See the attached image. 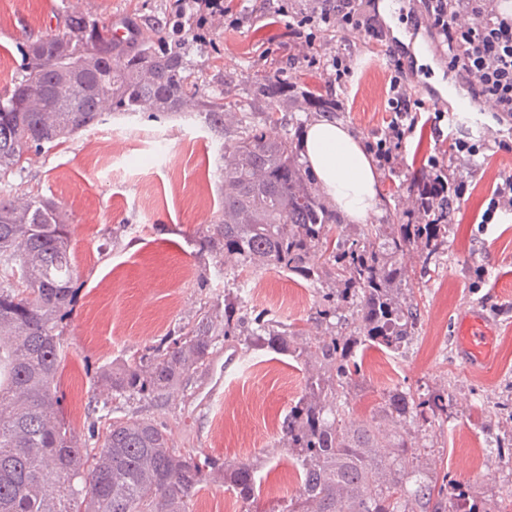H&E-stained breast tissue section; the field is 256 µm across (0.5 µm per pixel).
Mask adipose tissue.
I'll return each instance as SVG.
<instances>
[{
  "label": "adipose tissue",
  "instance_id": "adipose-tissue-1",
  "mask_svg": "<svg viewBox=\"0 0 512 512\" xmlns=\"http://www.w3.org/2000/svg\"><path fill=\"white\" fill-rule=\"evenodd\" d=\"M303 148L322 191L350 220H363L377 207L378 174L360 137L320 117L307 127Z\"/></svg>",
  "mask_w": 512,
  "mask_h": 512
}]
</instances>
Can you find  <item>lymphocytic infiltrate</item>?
<instances>
[{"instance_id":"f902f5d3","label":"lymphocytic infiltrate","mask_w":512,"mask_h":512,"mask_svg":"<svg viewBox=\"0 0 512 512\" xmlns=\"http://www.w3.org/2000/svg\"><path fill=\"white\" fill-rule=\"evenodd\" d=\"M416 12L471 100L490 103L498 125H512V11L502 0H416ZM288 36L294 45L313 49L321 29L355 31L384 47L390 69L391 117L372 149L380 167L394 168L405 139L415 132L424 111H431L436 137L446 109L426 104L409 89V64L394 47L380 18L378 0H310L308 8L293 15ZM423 217L453 209L468 190L465 180L451 177L448 160L433 156L424 174L410 182Z\"/></svg>"}]
</instances>
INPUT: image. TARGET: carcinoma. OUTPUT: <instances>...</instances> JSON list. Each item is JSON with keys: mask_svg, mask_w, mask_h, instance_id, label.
I'll use <instances>...</instances> for the list:
<instances>
[{"mask_svg": "<svg viewBox=\"0 0 512 512\" xmlns=\"http://www.w3.org/2000/svg\"><path fill=\"white\" fill-rule=\"evenodd\" d=\"M193 21L143 20L129 38L112 24L72 12L63 32L27 44L26 70L0 97V512H190L202 487L220 478L236 498L256 499L260 478L250 462L226 466L217 458L182 452L167 427L149 418H107L103 444L80 442L60 414L56 378L65 354L62 325L73 298L74 266L67 216L54 201L17 197L8 178L25 170L29 153L56 147L102 121L105 111L132 116L160 112L203 114L223 140L218 170L224 207L204 245L245 269H278L307 280L328 274L338 284L323 297L319 316L352 305L357 316L310 343L318 364L305 393L282 423L280 448L297 455L301 489L282 512H483L477 498L411 468V432L388 435L389 421L411 424L448 416L441 394L395 393L371 418L352 421L348 386L357 372V346L398 353L412 339L417 309L406 303L400 256L413 245L424 271L439 265L446 224H392L387 247L375 250L330 233L339 215L323 202L292 141L276 129L289 95L304 109L329 112L331 103L275 77L259 82L265 106L242 111L237 129L224 125V103L199 95L184 31ZM323 262L315 261L316 257ZM224 295V309L199 312L176 336L102 369L104 404L139 397L161 401L209 362L217 343L242 336L268 349H290L292 332Z\"/></svg>", "mask_w": 512, "mask_h": 512, "instance_id": "carcinoma-1", "label": "carcinoma"}]
</instances>
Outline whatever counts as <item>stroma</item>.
Returning <instances> with one entry per match:
<instances>
[{
    "label": "stroma",
    "instance_id": "35a3bbf8",
    "mask_svg": "<svg viewBox=\"0 0 512 512\" xmlns=\"http://www.w3.org/2000/svg\"><path fill=\"white\" fill-rule=\"evenodd\" d=\"M169 0H85L83 9L118 25L128 19L163 18ZM240 17L237 28L220 21L203 39L189 38L188 59L206 95L222 98L224 121L234 125L241 109L257 106L256 81L276 76L327 97L343 95L346 111L335 122L363 142H372L389 114L388 63L382 51L355 33L319 35L317 58L343 54L352 74L344 85L323 83L318 69L296 62L284 23L253 16L248 0H229ZM73 0H0V95L8 93L24 64L22 50L34 39L61 32ZM166 139L167 158L142 163L144 149ZM448 141L414 134L399 153L396 171L379 169V203L362 222H348L349 238L378 248L390 225L407 223L408 186L426 155H447ZM218 144L196 113L183 117L139 113L115 115L68 143L32 157L13 177L17 193L58 203L71 224L75 253L72 310L62 340L67 353L58 374L62 411L83 441H90L104 393L97 371L112 361L157 344L194 319L201 308L223 305L224 294L241 281L272 297L269 318L295 330L293 346L305 347L331 329L318 320L326 284L311 283L274 269L241 273L234 259L202 244L222 208L218 190ZM455 166L469 181L448 226L439 268L422 273V253L404 255L402 293L420 320L408 349L394 354L374 347L358 350L353 377L354 417L369 419L383 396L398 389L421 397H448V421L411 426L418 465L434 479L469 487L486 507L512 512V218L481 216L503 174L512 173V134ZM481 307L494 328L492 363L468 367L456 353V319ZM310 361L291 353L218 345L209 365L186 387L155 403L132 400L119 416L166 424L175 447L225 464H257L260 493L250 512H281L299 492L298 465L291 450L278 447L281 423L303 395Z\"/></svg>",
    "mask_w": 512,
    "mask_h": 512
}]
</instances>
